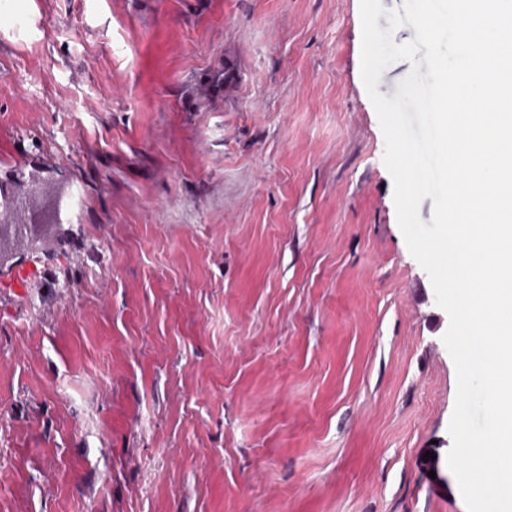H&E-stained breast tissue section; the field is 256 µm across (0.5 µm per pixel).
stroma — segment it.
<instances>
[{"label": "stroma", "instance_id": "35a3bbf8", "mask_svg": "<svg viewBox=\"0 0 512 512\" xmlns=\"http://www.w3.org/2000/svg\"><path fill=\"white\" fill-rule=\"evenodd\" d=\"M360 0H0V512H468ZM37 251L40 261L28 255Z\"/></svg>", "mask_w": 512, "mask_h": 512}]
</instances>
